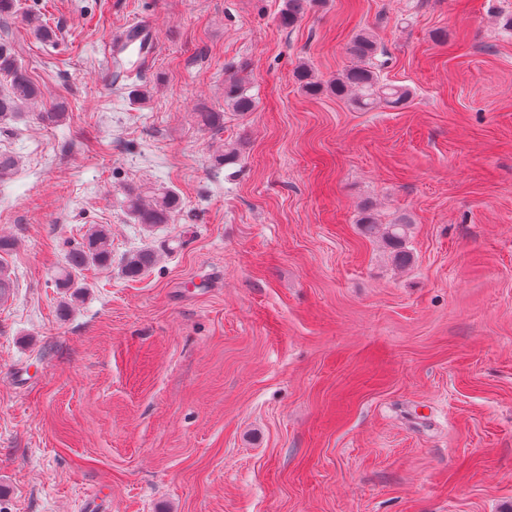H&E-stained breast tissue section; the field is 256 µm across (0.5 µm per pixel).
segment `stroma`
<instances>
[{
    "mask_svg": "<svg viewBox=\"0 0 512 512\" xmlns=\"http://www.w3.org/2000/svg\"><path fill=\"white\" fill-rule=\"evenodd\" d=\"M281 6L15 0L0 24L42 90L0 122V512H512V0ZM132 29L149 49L116 69ZM362 30L403 106L297 82ZM237 69L254 111L224 105ZM148 186L179 198L150 234L123 206ZM365 211L408 222V266ZM93 224L112 264L73 298L52 278ZM156 263L153 250L143 248L127 255L124 261V273L129 278H135L152 268Z\"/></svg>",
    "mask_w": 512,
    "mask_h": 512,
    "instance_id": "obj_1",
    "label": "stroma"
}]
</instances>
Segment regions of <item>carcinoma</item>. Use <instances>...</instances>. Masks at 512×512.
I'll list each match as a JSON object with an SVG mask.
<instances>
[{
	"instance_id": "cac0c4a2",
	"label": "carcinoma",
	"mask_w": 512,
	"mask_h": 512,
	"mask_svg": "<svg viewBox=\"0 0 512 512\" xmlns=\"http://www.w3.org/2000/svg\"><path fill=\"white\" fill-rule=\"evenodd\" d=\"M308 5V0H283L279 19L284 27H291L300 18ZM349 52L355 64L336 76L325 85L315 79L307 66L296 71V79L307 93H318L327 87L338 96L354 95V103L368 108L378 101H384L392 107L407 102L410 93L404 87L388 86L381 82L373 70L370 61L377 53V43L366 31L359 32L351 39ZM0 72L8 78L7 87L0 89V122L14 117L19 111L34 104L41 96L39 87L30 79L11 56L0 45ZM224 104L236 112H251L255 109V98L249 94L248 79L232 74L224 79ZM224 114L203 110L198 113V123L205 129L219 127ZM124 206L130 220L150 231L160 224L170 223L178 207V199L170 190L152 191L144 194L133 189L128 190ZM362 233L369 239H379L391 249L394 262L406 265L412 255L405 249L409 224L396 222L380 224L372 214L365 212L360 219ZM156 263L153 250L143 248L127 255L124 261V273L135 278L152 268ZM112 265V241L108 229L103 225L92 227L81 239L72 245L67 253L65 266L57 273L55 286L58 288L77 287L76 278L81 271L91 267Z\"/></svg>"
}]
</instances>
